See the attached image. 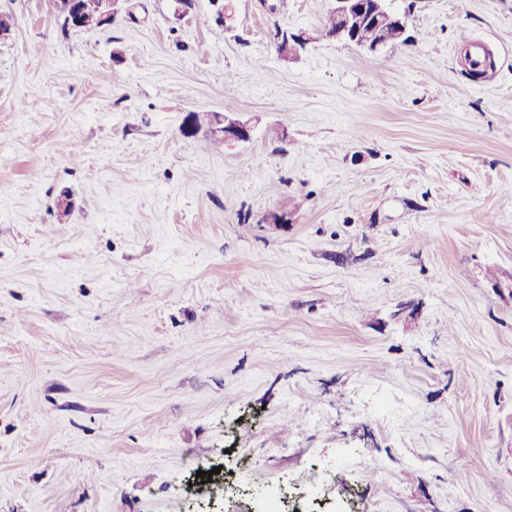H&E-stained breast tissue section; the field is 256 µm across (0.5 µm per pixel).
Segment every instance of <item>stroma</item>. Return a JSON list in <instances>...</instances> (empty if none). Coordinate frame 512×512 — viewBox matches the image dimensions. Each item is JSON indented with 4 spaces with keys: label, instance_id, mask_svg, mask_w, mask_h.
I'll use <instances>...</instances> for the list:
<instances>
[{
    "label": "stroma",
    "instance_id": "obj_1",
    "mask_svg": "<svg viewBox=\"0 0 512 512\" xmlns=\"http://www.w3.org/2000/svg\"><path fill=\"white\" fill-rule=\"evenodd\" d=\"M231 4L0 0V512H212L216 467L226 512H512V0H391L374 67L278 59L329 0ZM272 42L279 57L285 61H288V58L298 56L301 47L306 44L303 31L288 29V27L276 29L272 34ZM235 114V112H207L200 115L191 112L181 128V135L185 139L192 138L202 126V123L207 120L210 125L216 126L212 132L216 137L224 140V146L250 141L253 132L252 127L248 122L240 120ZM287 498L286 489L279 483H271L267 485L261 493L260 499L257 501L255 512H288L285 510V502Z\"/></svg>",
    "mask_w": 512,
    "mask_h": 512
}]
</instances>
